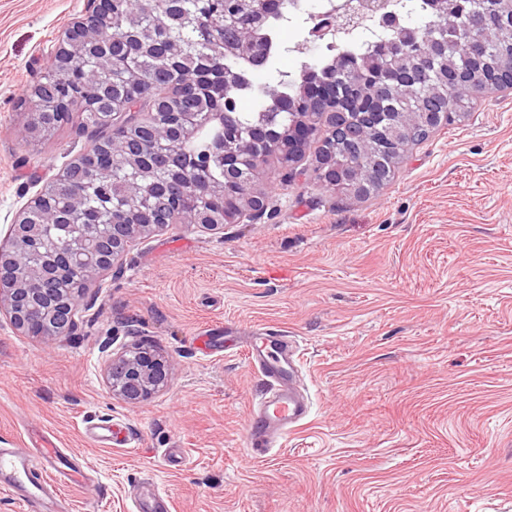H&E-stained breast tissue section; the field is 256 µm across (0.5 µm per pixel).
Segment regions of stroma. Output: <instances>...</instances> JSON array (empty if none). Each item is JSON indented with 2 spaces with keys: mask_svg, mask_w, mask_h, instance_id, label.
Segmentation results:
<instances>
[{
  "mask_svg": "<svg viewBox=\"0 0 512 512\" xmlns=\"http://www.w3.org/2000/svg\"><path fill=\"white\" fill-rule=\"evenodd\" d=\"M85 0H0V238L93 141L81 115L20 131ZM265 214L210 234L171 224L90 289L52 346L0 317V448L46 438L93 470L71 512H131L154 480L175 512H512V92L410 146L364 197L258 176ZM268 328L296 337L312 409L265 458L244 446L266 380L245 346L197 339ZM162 349L169 387L133 407L104 383V343ZM123 424L99 446L88 423Z\"/></svg>",
  "mask_w": 512,
  "mask_h": 512,
  "instance_id": "35a3bbf8",
  "label": "stroma"
}]
</instances>
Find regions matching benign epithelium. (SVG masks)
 I'll return each mask as SVG.
<instances>
[{"mask_svg":"<svg viewBox=\"0 0 512 512\" xmlns=\"http://www.w3.org/2000/svg\"><path fill=\"white\" fill-rule=\"evenodd\" d=\"M394 0H336L332 7L321 15L317 33L328 38H340L355 30L379 28L399 21L400 16L393 7ZM241 0H224V13L231 16L238 26L239 34L252 42L258 27L263 24L259 15H242ZM112 15V0H86L84 18L69 27L54 50L60 60L73 51L93 41L106 39L105 25H95L98 18ZM379 70L373 57L365 59L363 68L355 74L353 86L363 98L377 100L379 95L367 92L366 80ZM500 91L512 90V66L501 65L490 80ZM38 111L28 113L23 126V138H33L41 133L44 117H60L67 107L62 93L49 90L34 92ZM236 100L224 98V138L216 141V148L224 157V183L205 184L202 194L224 196L230 186L240 182L243 168L257 172L271 157L281 160L284 170L282 182L294 183L312 178L324 188L336 190V180L345 182L347 189L357 196L371 193L373 182L358 170L341 171L336 165L335 149L320 148L315 151L311 166L300 168L299 162L306 156L315 137L341 139L344 150L361 157L369 154L365 140L370 128L365 120L370 113L356 116L349 112L336 111V92L324 86L302 90L299 111L292 113L289 123L276 129L256 127L248 136H243L231 127L229 112L234 110ZM442 112H394L381 128L387 146L397 147L410 125L425 128L437 127L443 119ZM195 112H145L129 113L128 122L112 126V137L98 142L91 149L79 153L70 168H79L90 177H96L101 160L119 162L135 173H150L155 169L166 172L162 185L163 197L181 217L183 224H195L208 231L221 232L228 224L255 221L268 207V195L250 184L240 189L230 204H224L219 214L206 210L193 211L185 206L181 175L192 166L205 170L209 158H187L168 149V143L190 138L195 130ZM83 192L75 195L72 205L55 214L54 226L71 225L81 212ZM47 191H37L22 208V211L37 212L50 217L45 208ZM167 227L164 218L143 224L116 223L108 237L89 246L83 240H72L62 250L48 244L51 225L29 224L15 220L7 235L0 240V315L6 316L19 333L51 344L67 336L78 326L76 315L85 306L87 290L97 274L120 269L123 259L137 241ZM70 271L84 274L82 286L74 292L61 294L55 283L61 275ZM111 344L104 345L108 351L105 362L106 386L112 395L130 406L146 402L153 394L168 387L171 382L169 360L158 351L133 344L119 353L110 351Z\"/></svg>","mask_w":512,"mask_h":512,"instance_id":"7a95c632","label":"benign epithelium"}]
</instances>
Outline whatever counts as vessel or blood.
<instances>
[{
	"mask_svg": "<svg viewBox=\"0 0 512 512\" xmlns=\"http://www.w3.org/2000/svg\"><path fill=\"white\" fill-rule=\"evenodd\" d=\"M248 354L268 380L245 433L246 448L260 456L307 419L309 406L296 385L295 346L289 337L267 335L262 345H249ZM64 486L94 491L85 461L46 446L34 455L0 448V491L18 500L23 512H58ZM134 512H172V502L168 495L141 485L135 491Z\"/></svg>",
	"mask_w": 512,
	"mask_h": 512,
	"instance_id": "vessel-or-blood-1",
	"label": "vessel or blood"
}]
</instances>
